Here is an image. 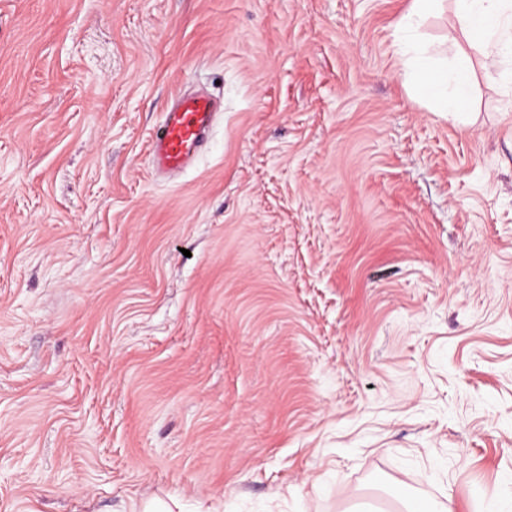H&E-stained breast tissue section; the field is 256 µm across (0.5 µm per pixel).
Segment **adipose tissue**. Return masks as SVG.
<instances>
[{
  "label": "adipose tissue",
  "instance_id": "ef3b65f1",
  "mask_svg": "<svg viewBox=\"0 0 512 512\" xmlns=\"http://www.w3.org/2000/svg\"><path fill=\"white\" fill-rule=\"evenodd\" d=\"M455 20L448 28L449 46L475 42L490 65L512 56V0H453ZM406 84L434 94L437 111L459 112L472 95L467 68L421 52L403 63Z\"/></svg>",
  "mask_w": 512,
  "mask_h": 512
}]
</instances>
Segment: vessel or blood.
<instances>
[{"label": "vessel or blood", "mask_w": 512, "mask_h": 512, "mask_svg": "<svg viewBox=\"0 0 512 512\" xmlns=\"http://www.w3.org/2000/svg\"><path fill=\"white\" fill-rule=\"evenodd\" d=\"M223 107L206 91L177 97L162 114L150 141L152 171L175 175L191 167L207 141Z\"/></svg>", "instance_id": "vessel-or-blood-1"}]
</instances>
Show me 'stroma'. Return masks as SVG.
Returning a JSON list of instances; mask_svg holds the SVG:
<instances>
[{
  "label": "stroma",
  "instance_id": "1",
  "mask_svg": "<svg viewBox=\"0 0 512 512\" xmlns=\"http://www.w3.org/2000/svg\"><path fill=\"white\" fill-rule=\"evenodd\" d=\"M410 3L0 0V512L502 500L512 61ZM416 45L466 112L407 89ZM197 87L209 142L153 176ZM412 4L401 21L402 30L418 33L440 0H411ZM406 84L414 90L434 93L438 112H462L472 95V83L462 64L448 65V59L427 50L403 62ZM222 100L206 91L177 97L162 114L150 141L153 173L175 175L191 167L220 115ZM171 503L162 499L154 498L150 500L136 501L131 499L130 512H187L182 510L180 502L175 498H170Z\"/></svg>",
  "mask_w": 512,
  "mask_h": 512
}]
</instances>
